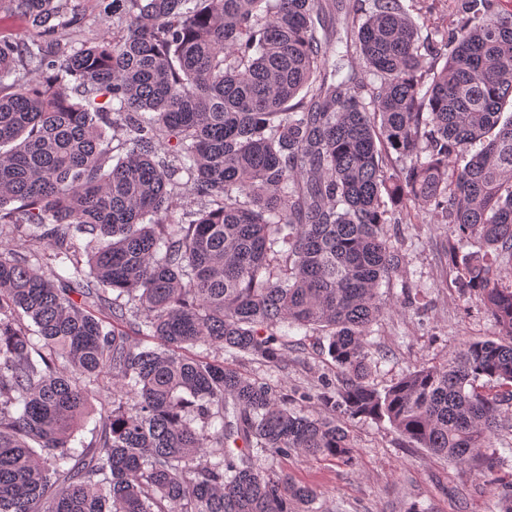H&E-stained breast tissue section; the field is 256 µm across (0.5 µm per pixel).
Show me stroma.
<instances>
[{
  "mask_svg": "<svg viewBox=\"0 0 512 512\" xmlns=\"http://www.w3.org/2000/svg\"><path fill=\"white\" fill-rule=\"evenodd\" d=\"M387 234L399 264L381 293L389 307L369 334L372 379L381 387L400 380L420 363L439 364L466 341L494 337L496 326L478 296L463 293L441 250L444 225L433 213L411 224H390ZM285 370L240 357L236 367L258 379H273L279 394L316 397L325 380L336 379L327 341L318 330H291ZM500 428L483 461L456 465L422 448L405 447L388 423L351 419L354 466L304 456H263L259 464L311 488L315 512H497L490 478L512 479V460L501 444L512 441V405L499 414Z\"/></svg>",
  "mask_w": 512,
  "mask_h": 512,
  "instance_id": "1",
  "label": "stroma"
}]
</instances>
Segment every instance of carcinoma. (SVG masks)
<instances>
[{
	"label": "carcinoma",
	"instance_id": "1",
	"mask_svg": "<svg viewBox=\"0 0 512 512\" xmlns=\"http://www.w3.org/2000/svg\"><path fill=\"white\" fill-rule=\"evenodd\" d=\"M452 4L424 32L429 0H112L109 39L72 0H0L25 26L0 36V512H305L252 451L352 466L345 417L478 460L512 404V10ZM397 207L447 225L499 341L380 388ZM308 327L339 369L313 412L192 354L278 368ZM89 402V415L74 433V439L71 441V447L79 450H81L82 444L87 445L94 440L95 426L102 410L100 399L97 396L93 395Z\"/></svg>",
	"mask_w": 512,
	"mask_h": 512
}]
</instances>
